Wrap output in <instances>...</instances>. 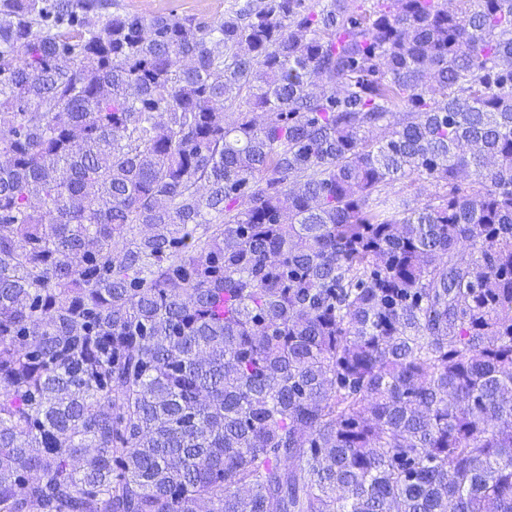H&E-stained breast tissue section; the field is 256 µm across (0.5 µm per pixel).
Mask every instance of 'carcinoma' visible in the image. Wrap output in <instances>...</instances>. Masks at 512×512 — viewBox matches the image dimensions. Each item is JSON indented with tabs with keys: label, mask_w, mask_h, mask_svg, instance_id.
<instances>
[{
	"label": "carcinoma",
	"mask_w": 512,
	"mask_h": 512,
	"mask_svg": "<svg viewBox=\"0 0 512 512\" xmlns=\"http://www.w3.org/2000/svg\"><path fill=\"white\" fill-rule=\"evenodd\" d=\"M111 5L0 0V512H512V0ZM118 6H113L109 12H152L167 14L174 11L178 14L195 15L198 18L209 19L224 14L234 0H114ZM445 189L441 187H435L427 180L410 181L409 179L399 180L388 184L385 187L384 192L391 199L397 202L406 203L409 208L420 206L424 203L436 201L434 197L438 194H442Z\"/></svg>",
	"instance_id": "1"
}]
</instances>
